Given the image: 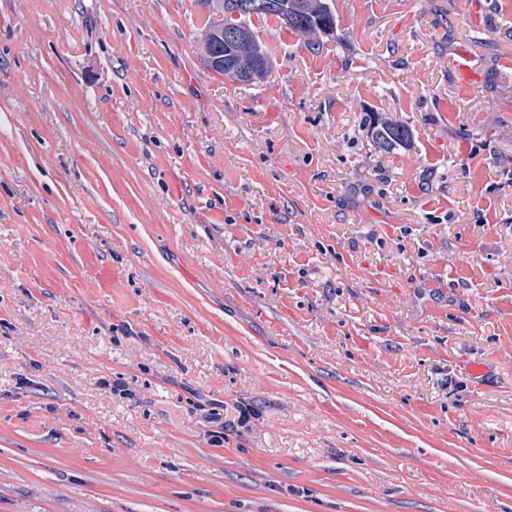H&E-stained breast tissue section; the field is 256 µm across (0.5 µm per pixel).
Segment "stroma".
<instances>
[{"label": "stroma", "instance_id": "1", "mask_svg": "<svg viewBox=\"0 0 512 512\" xmlns=\"http://www.w3.org/2000/svg\"><path fill=\"white\" fill-rule=\"evenodd\" d=\"M331 4L0 0V512H512V0ZM264 4L254 9L252 12L247 14H241V16L237 19L232 18L234 9V2L236 0H217L213 1L214 6H216V2L224 3V13L218 12L219 18L215 21L216 27L213 28L212 31H203L200 37V46H205L207 42H210L213 36L218 31H224V21L225 25L228 27H234L237 23H240L242 26L248 29L250 38L256 47L258 55L263 57H268L266 47L262 44L259 37L256 35L252 20L253 19H265L267 20L269 17H276L277 19L284 21L288 24H285L291 30L301 34L303 37L308 39V46L311 49H315V46L318 45L320 47V43L317 41V33H324L327 35H334L336 33V37L339 39L340 35L337 33V25L335 15L333 14L330 6L321 7L319 10L311 12L309 14L304 13H294L292 17H289L287 6V12L283 15V12L280 8L279 0H260ZM274 2V4L272 3ZM283 15V18H282ZM227 38L228 41L235 45V50L232 54L233 61L231 62L234 67L238 70L242 77V81L244 83H253L257 80L263 79L269 69V60L265 59L263 62L257 60L256 55H252L251 52V42L247 38V36L238 31L229 30L226 33L221 35H217L213 38L210 46L208 54L224 56V38ZM217 59L210 60V64L221 65L220 69L224 72L225 66V56L224 62L216 61ZM224 76L237 81V78L231 74V72L225 71ZM364 127L372 138L374 150L381 154H390L400 148L407 149L413 143V130L409 123L392 120L389 117L374 116L366 119Z\"/></svg>", "mask_w": 512, "mask_h": 512}]
</instances>
